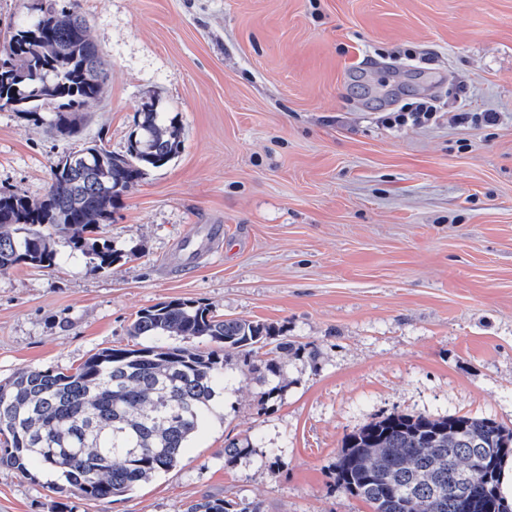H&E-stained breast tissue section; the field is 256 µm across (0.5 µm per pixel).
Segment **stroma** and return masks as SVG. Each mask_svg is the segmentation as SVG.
<instances>
[{"label": "stroma", "instance_id": "1", "mask_svg": "<svg viewBox=\"0 0 512 512\" xmlns=\"http://www.w3.org/2000/svg\"><path fill=\"white\" fill-rule=\"evenodd\" d=\"M107 63L84 133L124 152L144 103L178 156L121 193L104 272L68 258L0 274V380L129 343L181 298L283 330L277 393L229 367L224 409L176 467L95 502L0 467V512H371L331 479L343 437L391 413L512 428V0H79ZM434 100L424 125L389 126ZM494 112L496 124L459 123ZM0 111V189L32 198L77 148ZM224 241L212 243L214 225ZM250 444L225 462L224 445ZM239 505L232 500L203 497L191 502L186 508V512H261L258 504H246L242 508H237Z\"/></svg>", "mask_w": 512, "mask_h": 512}]
</instances>
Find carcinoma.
<instances>
[{
	"mask_svg": "<svg viewBox=\"0 0 512 512\" xmlns=\"http://www.w3.org/2000/svg\"><path fill=\"white\" fill-rule=\"evenodd\" d=\"M105 81L77 0L10 29L0 44V110L8 105L56 138H82L80 112L101 99ZM180 136L178 115L152 102L124 153L89 140L52 164L43 197L1 189L0 272L56 266L59 239L92 271L121 260L103 237L114 198L172 161ZM129 336L156 344L106 349L71 372L20 368L0 380V466L25 474L36 460L48 488L109 502L177 465L224 403L227 365L270 382L284 375L283 359L306 352L271 325L181 299L143 309ZM511 455L512 429L494 419L393 413L344 436L333 481L373 512H512L501 494ZM186 512L261 509L204 497Z\"/></svg>",
	"mask_w": 512,
	"mask_h": 512,
	"instance_id": "carcinoma-1",
	"label": "carcinoma"
}]
</instances>
